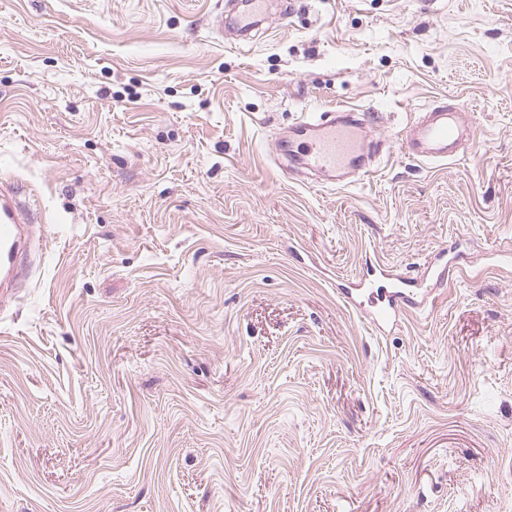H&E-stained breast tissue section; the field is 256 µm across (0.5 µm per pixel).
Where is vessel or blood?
Returning a JSON list of instances; mask_svg holds the SVG:
<instances>
[{"label": "vessel or blood", "mask_w": 512, "mask_h": 512, "mask_svg": "<svg viewBox=\"0 0 512 512\" xmlns=\"http://www.w3.org/2000/svg\"><path fill=\"white\" fill-rule=\"evenodd\" d=\"M265 13L264 0H245L234 25L241 39H248ZM367 113L340 108L323 116L302 120L280 139L279 158L342 182L348 174L367 177L370 160L380 142L367 140ZM474 132V116L465 104L433 105L421 114L402 138L406 153L418 160L445 162L456 158ZM30 212L18 200L11 184L0 182V297L25 281L32 263L28 238ZM349 304L369 298L363 315L376 331L397 329L404 314L425 306L426 296L412 286L409 277L396 273L385 262L367 268L365 274L344 289Z\"/></svg>", "instance_id": "b4317fda"}]
</instances>
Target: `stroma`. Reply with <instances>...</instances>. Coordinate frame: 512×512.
Wrapping results in <instances>:
<instances>
[{"label": "stroma", "mask_w": 512, "mask_h": 512, "mask_svg": "<svg viewBox=\"0 0 512 512\" xmlns=\"http://www.w3.org/2000/svg\"><path fill=\"white\" fill-rule=\"evenodd\" d=\"M0 0V180L36 213L0 306V512H512V0ZM465 102L463 158L414 112ZM371 111L372 176L274 134ZM446 253L376 334L341 294ZM245 8L235 17L234 25L237 35L246 40L256 29L259 20L265 14L264 0H245ZM464 103L434 104L403 134L406 153L418 160L455 159L474 132V115Z\"/></svg>", "instance_id": "1"}]
</instances>
